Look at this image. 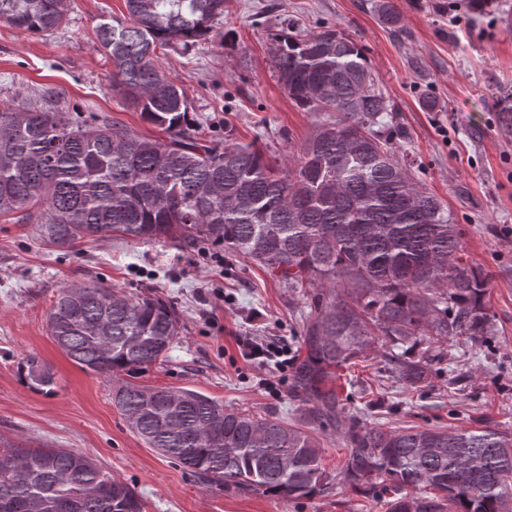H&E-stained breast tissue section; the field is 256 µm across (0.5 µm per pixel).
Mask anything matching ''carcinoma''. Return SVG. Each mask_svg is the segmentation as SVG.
Listing matches in <instances>:
<instances>
[{"mask_svg":"<svg viewBox=\"0 0 512 512\" xmlns=\"http://www.w3.org/2000/svg\"><path fill=\"white\" fill-rule=\"evenodd\" d=\"M125 2L128 16L100 23L98 40L112 57V87L165 138L36 103L0 108V216L21 213L57 248L116 232L205 242L245 255L291 288L312 289L296 388L314 424L340 431L347 457L338 476L386 499L389 512H512V434L489 425L363 426L325 385L330 369L378 339L439 346L494 333L487 276L462 262L458 225L393 149L404 130L385 121L397 108L363 49L342 32L310 33L295 22L274 38L288 96L308 112L336 113L304 144L297 168L282 174L228 132L201 141L184 90L157 63V50L207 36L225 0ZM64 17V0H0V21L27 32H51ZM47 325L69 358L107 377L143 372L179 333L171 304L84 281L60 290ZM431 362L397 359L396 376L416 388ZM21 371L39 390L53 385L34 357ZM112 400L124 418L137 417L132 431L148 447L211 487L297 499L331 483L316 435L274 416L128 380ZM418 487L429 492L418 497ZM64 504L69 512H143L135 490L78 451L0 453V512H62Z\"/></svg>","mask_w":512,"mask_h":512,"instance_id":"1","label":"carcinoma"}]
</instances>
